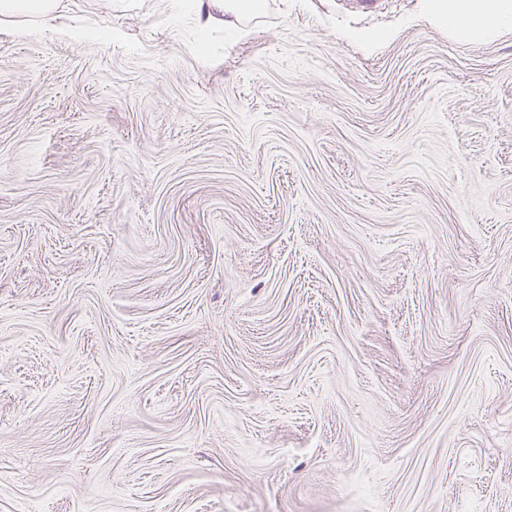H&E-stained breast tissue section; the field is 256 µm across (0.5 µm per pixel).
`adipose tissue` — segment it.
Listing matches in <instances>:
<instances>
[{"instance_id": "adipose-tissue-1", "label": "adipose tissue", "mask_w": 512, "mask_h": 512, "mask_svg": "<svg viewBox=\"0 0 512 512\" xmlns=\"http://www.w3.org/2000/svg\"><path fill=\"white\" fill-rule=\"evenodd\" d=\"M200 34H208L224 15L257 14L260 0H193ZM430 20L448 27L464 41L488 39L512 28V0H430Z\"/></svg>"}]
</instances>
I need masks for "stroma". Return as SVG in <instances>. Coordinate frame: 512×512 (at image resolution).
Instances as JSON below:
<instances>
[{"mask_svg": "<svg viewBox=\"0 0 512 512\" xmlns=\"http://www.w3.org/2000/svg\"><path fill=\"white\" fill-rule=\"evenodd\" d=\"M183 3L0 21V512H512V30ZM198 30L205 37L216 22L223 21L224 14L240 19L245 15H256L261 7L258 0H193Z\"/></svg>", "mask_w": 512, "mask_h": 512, "instance_id": "obj_1", "label": "stroma"}]
</instances>
